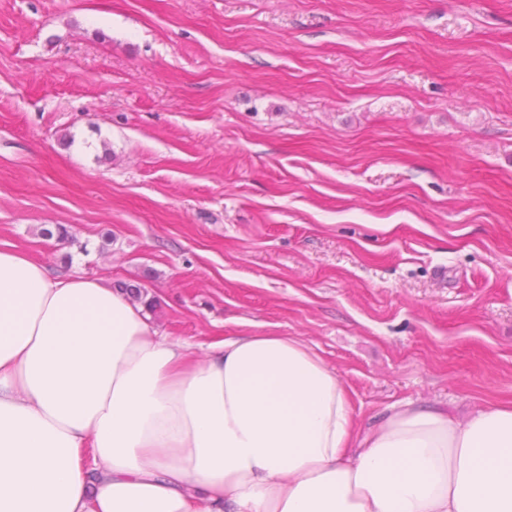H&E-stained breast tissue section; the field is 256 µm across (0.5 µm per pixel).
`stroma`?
<instances>
[{"label":"stroma","mask_w":512,"mask_h":512,"mask_svg":"<svg viewBox=\"0 0 512 512\" xmlns=\"http://www.w3.org/2000/svg\"><path fill=\"white\" fill-rule=\"evenodd\" d=\"M0 241L365 425L512 403V0H0Z\"/></svg>","instance_id":"stroma-1"}]
</instances>
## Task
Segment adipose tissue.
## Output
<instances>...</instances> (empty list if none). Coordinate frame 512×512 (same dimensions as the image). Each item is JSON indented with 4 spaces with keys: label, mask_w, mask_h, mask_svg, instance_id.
<instances>
[{
    "label": "adipose tissue",
    "mask_w": 512,
    "mask_h": 512,
    "mask_svg": "<svg viewBox=\"0 0 512 512\" xmlns=\"http://www.w3.org/2000/svg\"><path fill=\"white\" fill-rule=\"evenodd\" d=\"M0 512H512V403L362 427L297 338L200 358L124 292L4 242Z\"/></svg>",
    "instance_id": "1"
}]
</instances>
